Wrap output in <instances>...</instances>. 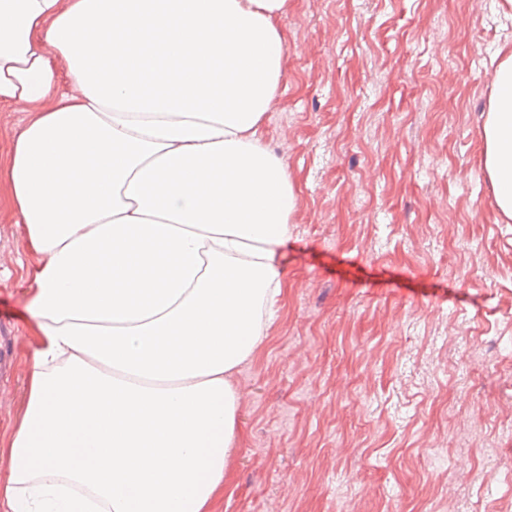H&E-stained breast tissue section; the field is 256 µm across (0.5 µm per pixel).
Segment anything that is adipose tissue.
<instances>
[{
    "label": "adipose tissue",
    "instance_id": "adipose-tissue-1",
    "mask_svg": "<svg viewBox=\"0 0 512 512\" xmlns=\"http://www.w3.org/2000/svg\"><path fill=\"white\" fill-rule=\"evenodd\" d=\"M288 0H0V213L35 258L0 512H218L299 198L261 135ZM512 219V54L483 125Z\"/></svg>",
    "mask_w": 512,
    "mask_h": 512
}]
</instances>
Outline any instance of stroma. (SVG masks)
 <instances>
[{"label":"stroma","instance_id":"stroma-1","mask_svg":"<svg viewBox=\"0 0 512 512\" xmlns=\"http://www.w3.org/2000/svg\"><path fill=\"white\" fill-rule=\"evenodd\" d=\"M288 0L263 124L299 197L276 312L234 376L221 512H512V222L482 163L501 0ZM0 223V427L25 406V272Z\"/></svg>","mask_w":512,"mask_h":512}]
</instances>
